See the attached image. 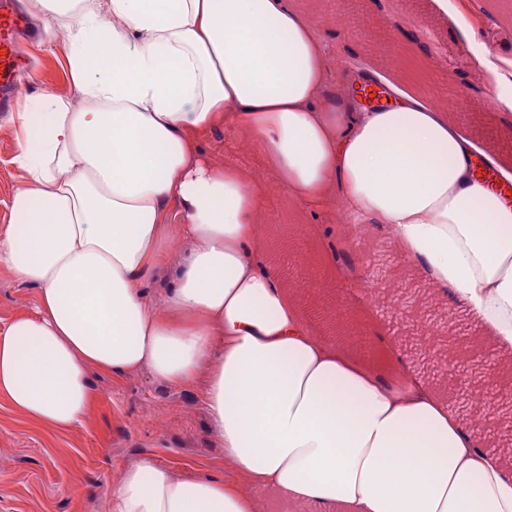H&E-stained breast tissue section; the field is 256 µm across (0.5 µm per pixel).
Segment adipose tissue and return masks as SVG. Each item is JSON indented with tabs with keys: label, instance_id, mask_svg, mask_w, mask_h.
Segmentation results:
<instances>
[{
	"label": "adipose tissue",
	"instance_id": "obj_1",
	"mask_svg": "<svg viewBox=\"0 0 512 512\" xmlns=\"http://www.w3.org/2000/svg\"><path fill=\"white\" fill-rule=\"evenodd\" d=\"M62 34L71 97L24 103V184L0 228V266L35 310L0 331V400L54 432L80 426L91 370L200 385L224 474L198 479L150 455L105 490L107 512H512V468L383 327L375 366L318 333L269 260L264 190L217 167L195 136L246 133L289 199L382 224L448 307L512 355V203L476 176L447 108L389 84L360 108L370 68L330 58L293 0H31ZM461 35L497 102L504 68ZM342 91L323 102L328 74ZM190 245L161 300L167 210Z\"/></svg>",
	"mask_w": 512,
	"mask_h": 512
}]
</instances>
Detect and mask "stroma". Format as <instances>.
<instances>
[{"instance_id": "1", "label": "stroma", "mask_w": 512, "mask_h": 512, "mask_svg": "<svg viewBox=\"0 0 512 512\" xmlns=\"http://www.w3.org/2000/svg\"><path fill=\"white\" fill-rule=\"evenodd\" d=\"M317 22L333 54L356 56L380 80L426 89L446 103L454 121L476 146L512 157V123L486 111L483 99L492 86L476 67L451 19L438 14L432 0H296ZM470 18L479 41L495 54L512 57V8L503 0H472ZM34 69L19 83V101L69 96L70 76L62 38L45 34L30 47ZM19 128L14 113L0 114V227L10 222V199L22 184L14 164ZM213 163L240 169L249 183L266 192L263 213L269 257L288 286H300V303L310 325L325 332L331 312L343 307L350 325L345 346L366 353L361 313L377 310L381 320L398 324L395 348L419 375L446 399L457 393L437 377L436 360L420 349L416 336L427 312L447 315L441 300L432 307L394 311L390 292L376 303L359 290L345 293L335 279L318 275L322 255L332 247L353 248L362 264L384 262L387 281H401L428 294L422 274L394 250L387 232L353 216L337 217L326 203L308 209L291 201L276 183L263 157L242 133L217 125L201 136ZM34 287L19 283L0 267V329L20 312L33 310ZM97 404L92 415L65 434L30 426L0 402V512H106L102 491L123 468L151 455L164 467L185 475L220 476L224 451L214 440L194 389L156 382L148 372L122 379L93 373Z\"/></svg>"}]
</instances>
